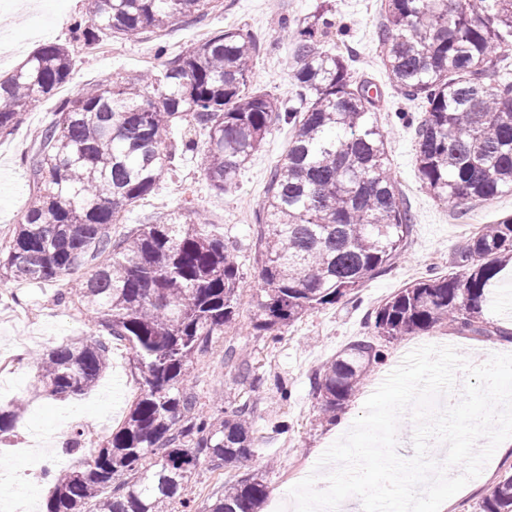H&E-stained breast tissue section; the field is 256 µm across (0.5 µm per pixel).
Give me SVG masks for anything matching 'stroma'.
Listing matches in <instances>:
<instances>
[{"instance_id": "obj_1", "label": "stroma", "mask_w": 512, "mask_h": 512, "mask_svg": "<svg viewBox=\"0 0 512 512\" xmlns=\"http://www.w3.org/2000/svg\"><path fill=\"white\" fill-rule=\"evenodd\" d=\"M318 0H220L218 7L202 19L180 18L162 35L150 33L131 39L104 35L99 44L85 48L72 39L74 17L88 16L91 0H0V44L8 50L0 63V74L16 70L36 49L46 43L69 47L75 68L71 79L51 96L23 113L11 135L0 137V244H6L24 216L34 192L26 164L38 145V135L61 101L108 77L133 76L148 68L156 44L166 45L169 54L201 40L203 35L227 27L253 32L263 50L256 58L251 84L279 99L290 91L291 52L282 38L284 19L298 20L313 11ZM341 26L333 47L350 50L355 57L353 76L358 82L377 86L372 106L388 133L387 150L400 197L413 215L411 246L392 269L368 281L355 297L305 314L285 328L279 342H271L253 328L262 297L257 265L258 226L256 213L264 200L273 167L287 144V126L275 127L263 148L242 168L237 185L223 194L211 190L192 158L180 162L176 171L165 174L156 191L135 203L121 219L119 231L155 222L169 213H201L208 223L224 227V236L236 246L241 283L236 315V332L215 337L209 352L191 367L190 376L203 410H210L208 397L220 391L225 401L248 402L254 410L257 445L239 471L262 474L268 494L262 512H282L292 505L291 487L310 474L327 479L329 472L318 461L339 439L335 424L320 419V405L310 389L313 372L332 359L350 342L372 337L369 318L387 298L407 283L436 272H453L454 254L467 245L483 225L512 214V194L475 202L466 210L436 200L423 186L415 165L414 120L420 119L424 103L408 99L393 86L381 61L377 37L381 0H330ZM88 268H80L56 282H18L0 278V294L10 304H0V353L14 355V373L0 376V403L23 402L24 409L12 435L0 441V470L19 476L11 489L13 497H25L33 512H45L50 485L41 477L47 456L65 467L78 465L79 456L68 454L70 432L57 428L71 419L81 429L95 430L106 437L120 425L133 402L129 387H138L130 352L113 353L98 386L75 397L60 400L34 394L37 360L51 347L74 338L90 336V316L60 303L72 284L83 281ZM40 310L33 323L17 320V311ZM451 346L471 365L486 363L496 353L512 354V342L496 337L458 334L440 325L428 333L385 344V360L370 371L365 384L355 392L340 414L353 424L363 412L366 399L413 350L424 346ZM234 347L258 377L257 386L240 382L224 362L227 347ZM236 471V472H239ZM236 472L200 464L185 485L184 495L205 507L224 490ZM512 475V448L495 451L482 472L467 488L446 500L443 512H481L487 490L506 475Z\"/></svg>"}]
</instances>
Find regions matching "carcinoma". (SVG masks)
I'll return each mask as SVG.
<instances>
[{
    "label": "carcinoma",
    "instance_id": "cac0c4a2",
    "mask_svg": "<svg viewBox=\"0 0 512 512\" xmlns=\"http://www.w3.org/2000/svg\"><path fill=\"white\" fill-rule=\"evenodd\" d=\"M217 0H92L75 39L161 32L184 16L201 18ZM382 62L393 85L421 98L415 164L427 190L461 208L512 192V0H381ZM335 28L318 7L285 29L295 66L288 103L248 87L261 44L243 28L219 30L131 79L110 78L59 105L29 158L36 191L0 247V271L19 281L56 282L105 256L70 288L68 303L91 315L97 333L40 357L38 390L66 399L92 390L109 367L107 340L128 343L141 393L122 425L69 451L80 468L47 475L46 512H168L203 461L232 469L256 446L246 403L198 408L189 367L213 337L236 322L240 274L224 230L166 215L115 235L119 215L152 194L186 155L211 187L230 190L244 164L280 124L288 148L271 171L259 212L257 262L265 300L254 330L276 340L306 312L334 305L387 272L408 245L412 215L399 198L387 133L371 112V87L353 81L349 56L327 47ZM65 45L38 48L0 78V136L23 112L70 80ZM174 127L184 130L168 144ZM209 133L200 150L194 132ZM463 273L417 279L374 312L390 343L448 324L463 335L512 340L483 319L485 292L512 264V215L484 225L453 257ZM384 361L371 339L348 344L311 381L328 420L345 408L370 367ZM17 405L0 407V439ZM123 475L131 480L115 483ZM267 486L243 474L205 512H260ZM483 512H512V476L496 483Z\"/></svg>",
    "mask_w": 512,
    "mask_h": 512
}]
</instances>
